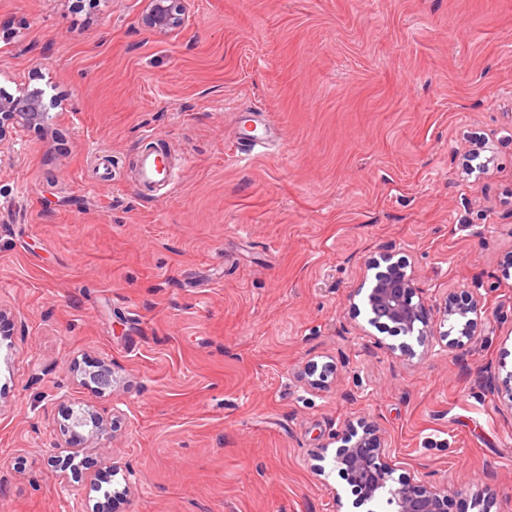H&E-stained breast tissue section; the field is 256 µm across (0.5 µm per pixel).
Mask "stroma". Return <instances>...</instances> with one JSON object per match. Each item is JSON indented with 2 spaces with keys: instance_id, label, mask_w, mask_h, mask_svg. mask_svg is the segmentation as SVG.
Instances as JSON below:
<instances>
[{
  "instance_id": "stroma-1",
  "label": "stroma",
  "mask_w": 512,
  "mask_h": 512,
  "mask_svg": "<svg viewBox=\"0 0 512 512\" xmlns=\"http://www.w3.org/2000/svg\"><path fill=\"white\" fill-rule=\"evenodd\" d=\"M143 9L0 0V95L52 116L0 144V503L364 512L321 449L366 418L398 475L512 512V0H185L165 35ZM254 111L279 138L243 163ZM146 131L175 163L149 195ZM382 252L500 322L389 354L350 301ZM71 408L104 435L67 441Z\"/></svg>"
}]
</instances>
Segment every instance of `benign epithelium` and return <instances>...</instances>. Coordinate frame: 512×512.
I'll use <instances>...</instances> for the list:
<instances>
[{"mask_svg": "<svg viewBox=\"0 0 512 512\" xmlns=\"http://www.w3.org/2000/svg\"><path fill=\"white\" fill-rule=\"evenodd\" d=\"M143 2L142 21L149 29L167 33L181 26L182 0ZM49 119L50 113L43 103L42 93L37 90L17 97H0V143L16 129L41 127ZM367 268L375 274L368 288L359 287L354 291L356 296L364 294L363 306H353L354 315L364 311L369 315V324L392 337L404 338L397 345L377 341L391 353L399 351L413 357L415 351L410 341L424 346L434 338L444 351L451 354L459 348L461 339L473 338L479 326L499 322L496 312L490 310L485 297L477 291L464 300L448 293L441 301L429 303L420 296V289L415 286L413 276L407 273L406 265L400 260H393L391 255L371 259ZM447 322L450 323L449 329L437 330V326ZM336 371L337 367L331 363L320 368L314 365L306 373L309 377L307 385L321 388ZM82 381L93 382L100 389L111 387V366L102 365ZM86 431L103 435L100 418L83 408L71 410L62 429L63 435L71 441H79ZM336 441L340 446L333 457L335 466L353 486L356 504L369 506L366 512H376L380 506L388 508V512H448L447 485L394 478L397 467L377 423L363 418L355 423L349 422L345 432L336 436ZM454 493L471 497L479 512H491L489 504L485 503L483 490L474 488V484L463 482Z\"/></svg>", "mask_w": 512, "mask_h": 512, "instance_id": "1", "label": "benign epithelium"}]
</instances>
